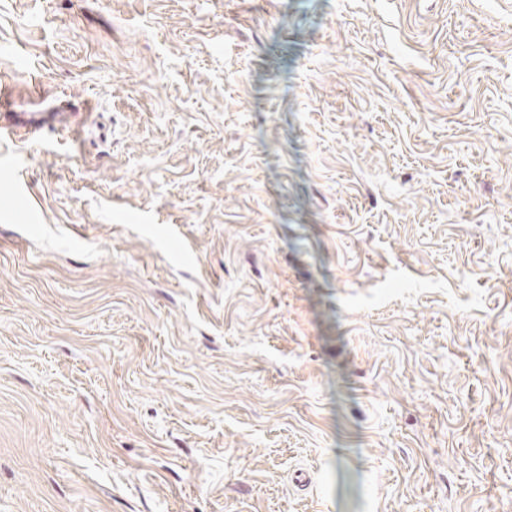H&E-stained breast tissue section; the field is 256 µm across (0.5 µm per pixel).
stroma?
<instances>
[{"label":"stroma","mask_w":512,"mask_h":512,"mask_svg":"<svg viewBox=\"0 0 512 512\" xmlns=\"http://www.w3.org/2000/svg\"><path fill=\"white\" fill-rule=\"evenodd\" d=\"M1 78L0 512H512L501 0H0Z\"/></svg>","instance_id":"35a3bbf8"}]
</instances>
